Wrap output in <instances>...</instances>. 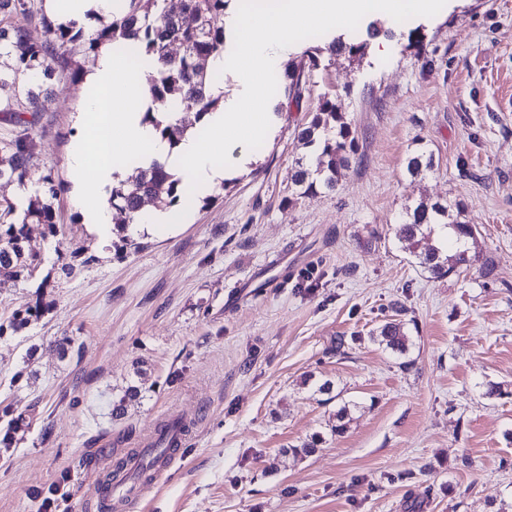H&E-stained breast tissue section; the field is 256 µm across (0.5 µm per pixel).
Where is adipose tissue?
Instances as JSON below:
<instances>
[{"instance_id": "1", "label": "adipose tissue", "mask_w": 512, "mask_h": 512, "mask_svg": "<svg viewBox=\"0 0 512 512\" xmlns=\"http://www.w3.org/2000/svg\"><path fill=\"white\" fill-rule=\"evenodd\" d=\"M439 8L438 0H281L279 6L243 22L234 48L212 62L214 68L237 73L240 101L204 117L174 147L142 121L145 76L153 70V61L146 59L134 66L121 50L103 47L86 79L84 108L68 158L74 199L84 213L87 231L99 241L111 239L108 198L121 178V160L126 156L146 164L164 163L167 170L190 183L197 196L213 192L224 178L226 165L233 161L234 149L271 130L267 88L261 75L248 68V60L264 59L267 69H274L292 45L296 27L349 26L371 12L425 14Z\"/></svg>"}]
</instances>
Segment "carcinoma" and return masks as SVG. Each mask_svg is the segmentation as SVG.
<instances>
[{"label": "carcinoma", "mask_w": 512, "mask_h": 512, "mask_svg": "<svg viewBox=\"0 0 512 512\" xmlns=\"http://www.w3.org/2000/svg\"><path fill=\"white\" fill-rule=\"evenodd\" d=\"M124 7L110 16H94L96 29L89 33L77 21L56 23L35 8L33 0H0V89L7 86L13 93L0 96L3 119L23 125L22 115L40 112L41 97L49 94L50 81L59 73L73 83L80 82L76 56L84 51H98L106 45H129V55L139 61L143 57L156 60L157 69L148 75L150 104L143 122L153 126L161 139L177 145L185 132L180 121L164 122L158 115L165 112L192 111L196 118L215 111L223 100L216 95L213 84L216 74L207 71V62L224 48V9L228 0H180L178 9H169L166 0H122ZM24 13L38 22L43 39L35 40L24 29L13 28L8 18ZM177 45L181 52L174 54ZM366 43H350L335 37L323 47L303 53L300 60H290L284 71L289 84L280 86L274 79L272 90L284 88L295 100L301 98V80L306 70L320 65V57L364 52ZM312 118L298 131V140L313 148L310 161H297L288 187V201L333 192L349 168L358 150L351 124L338 111L336 101L318 98L311 110ZM36 144L26 132L0 140V179L27 186L34 164ZM434 167L433 155L421 148L406 158V171L419 177ZM58 188L52 174L41 179L40 186L30 194L26 208L8 202L0 208V278L31 277L40 265L36 258L24 255L26 225L45 224L55 230L54 200ZM185 199L181 179L165 167L153 162L132 167V172L112 187L110 204L125 215V223L135 224L142 207L152 201L161 209ZM461 202L428 203L422 201L406 211L397 230L398 238L408 242L416 263L435 278L470 271L479 266L484 278L491 277L494 267L480 262V255L471 250L477 226L463 219ZM396 317L385 321L371 332L380 346L404 355L409 350L406 323L399 318L402 309L394 306ZM41 313L40 305L17 312L10 321L12 332L24 330Z\"/></svg>", "instance_id": "obj_1"}]
</instances>
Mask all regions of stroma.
I'll return each mask as SVG.
<instances>
[{"mask_svg":"<svg viewBox=\"0 0 512 512\" xmlns=\"http://www.w3.org/2000/svg\"><path fill=\"white\" fill-rule=\"evenodd\" d=\"M338 36L364 54L322 57L301 101L272 98L270 134L237 149L185 229L130 242L116 213L107 247L67 166L81 88L53 80L29 125L28 187L53 174L56 228L28 225L25 251L42 262L0 283V430L24 419L0 446V512H41L59 483L68 512H512V0L302 30L279 62ZM323 94L358 151L336 191L290 203L296 135ZM418 146L434 168L413 179ZM446 198L477 225L491 278H433L396 238L406 209ZM397 302L403 357L369 337ZM38 303V320L8 330ZM131 384L139 399L113 416ZM173 412L194 427L174 466L104 510L96 485ZM315 435L314 454H292Z\"/></svg>","mask_w":512,"mask_h":512,"instance_id":"1","label":"stroma"}]
</instances>
